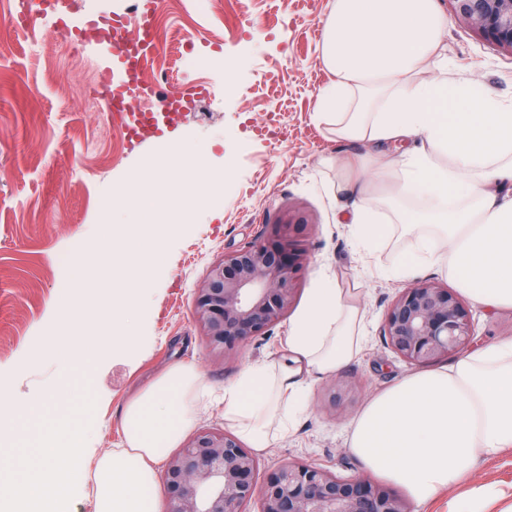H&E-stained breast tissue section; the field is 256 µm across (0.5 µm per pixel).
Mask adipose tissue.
Returning <instances> with one entry per match:
<instances>
[{
  "mask_svg": "<svg viewBox=\"0 0 512 512\" xmlns=\"http://www.w3.org/2000/svg\"><path fill=\"white\" fill-rule=\"evenodd\" d=\"M448 17L437 0H334L319 57L331 72L315 96L319 119L331 120L351 153L321 163L342 173L363 202L342 217L366 252L384 236L375 210L384 197L411 230L412 250L395 269L402 278L425 267L450 274L485 308H512V100L482 83H448L444 38ZM419 139L398 156L389 144ZM140 174H133L137 185ZM159 195L139 189L112 205L124 224L150 218ZM136 274L125 277L116 305L142 304L160 257L156 236H132ZM363 317L355 289L321 278L288 329L281 358L245 366L224 387V423L258 453L287 436L309 407L312 379L336 375L359 352ZM200 370L167 368L126 404L123 447L99 457L95 512H158L153 495L161 466L202 410ZM85 434L69 429L51 444L33 476L17 485L25 498L53 488L59 499L83 491ZM512 446V338L477 345L448 366L408 374L372 397L355 418L350 448L369 475L402 487L424 503L451 484H468L480 463ZM72 461L53 464L56 456Z\"/></svg>",
  "mask_w": 512,
  "mask_h": 512,
  "instance_id": "obj_1",
  "label": "adipose tissue"
}]
</instances>
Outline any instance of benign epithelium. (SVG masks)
Segmentation results:
<instances>
[{"instance_id": "1", "label": "benign epithelium", "mask_w": 512, "mask_h": 512, "mask_svg": "<svg viewBox=\"0 0 512 512\" xmlns=\"http://www.w3.org/2000/svg\"><path fill=\"white\" fill-rule=\"evenodd\" d=\"M454 19L512 54V0H451ZM313 228L296 212L288 221L264 225L261 236L224 253L193 292V317L209 355L226 358L288 316L311 255ZM381 336L397 358L429 367L474 346V318L453 290L418 280L400 290L385 311ZM352 388L332 381L329 406ZM259 459L233 433L197 430L166 461L162 481L168 512H411L392 487L366 477H343L328 467L292 461L257 482Z\"/></svg>"}]
</instances>
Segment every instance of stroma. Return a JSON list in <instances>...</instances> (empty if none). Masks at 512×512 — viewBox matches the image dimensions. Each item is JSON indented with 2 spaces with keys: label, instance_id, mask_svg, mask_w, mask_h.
Wrapping results in <instances>:
<instances>
[{
  "label": "stroma",
  "instance_id": "35a3bbf8",
  "mask_svg": "<svg viewBox=\"0 0 512 512\" xmlns=\"http://www.w3.org/2000/svg\"><path fill=\"white\" fill-rule=\"evenodd\" d=\"M333 0H224L205 11L199 0H157L163 32L196 35L198 67L178 70L156 97L133 101L134 110L161 112L168 99L192 85L209 90L204 109L187 107L162 138L133 144L117 114L93 103L89 89L115 65L112 41L98 36L71 51L52 18L32 11L28 30L13 31L9 0H0V371L12 377L15 394L39 398L41 410L23 424H0V448L24 461L41 453L67 427L81 426L91 451L83 460L92 473L101 454L121 447L120 420L127 401L167 367L192 364L213 389V402L197 424L224 425V387L250 363L281 353L288 322L249 343L236 357L210 356L192 314V290L223 252L258 238L289 207L313 221L312 260L300 288L308 293L317 275L362 293L367 338L341 371L352 395L328 410L324 383H316L307 412L287 439L259 459L262 468L305 460L344 477L361 475L349 449L351 423L365 402L410 373L385 345L380 325L405 281L392 276L411 249V239L391 215L378 258L357 249L341 212L357 198L336 191V173L320 164L339 151L331 126L313 112L319 87L331 77L319 59V43ZM245 12L244 26L232 23ZM448 61L455 81L475 79L512 99V55L479 35L448 23ZM190 144V165L227 174L234 189L211 192L195 182L182 193L180 171L156 168L176 144ZM138 172L144 187L165 202L180 201L186 222L162 240V264L150 283L147 308L130 327L135 351L106 347L87 362L78 342L112 319L118 284L95 244L97 228L112 207V194ZM159 209L146 233H162L167 211ZM72 250L69 265L57 256ZM94 278L92 287L71 285L74 268ZM76 305L72 318L51 316L60 295ZM31 355L17 368L22 355ZM473 486L483 512H512V447L480 465Z\"/></svg>",
  "mask_w": 512,
  "mask_h": 512
}]
</instances>
